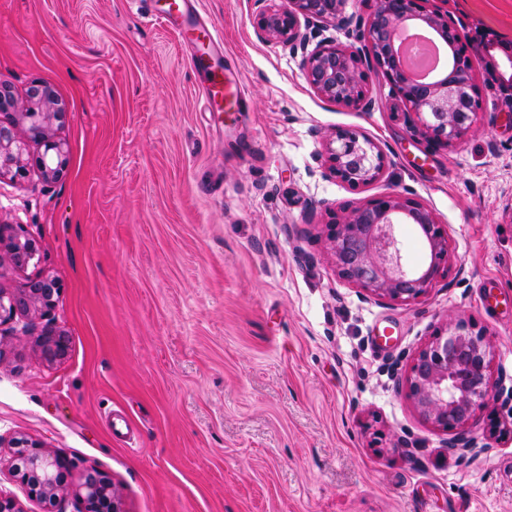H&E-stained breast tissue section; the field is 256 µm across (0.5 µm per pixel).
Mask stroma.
I'll use <instances>...</instances> for the list:
<instances>
[{"label": "stroma", "instance_id": "stroma-1", "mask_svg": "<svg viewBox=\"0 0 512 512\" xmlns=\"http://www.w3.org/2000/svg\"><path fill=\"white\" fill-rule=\"evenodd\" d=\"M245 109L212 125L176 37L138 0H0V125L27 139L32 85L63 107L66 175L0 178V220L39 247L0 265V290L60 291L33 321L68 339L51 362L0 327V493L21 512H81L29 496L12 438L104 475L122 512H512V0H446L470 35L480 108L444 148L413 136L383 77L370 110L311 89L301 50L260 40L264 0H200ZM499 67L488 73L486 61ZM354 129L389 166L357 187L328 175L323 137ZM397 194L448 239V270L411 302L342 279L334 216ZM464 320L490 342L495 386L459 458L407 395L413 357Z\"/></svg>", "mask_w": 512, "mask_h": 512}]
</instances>
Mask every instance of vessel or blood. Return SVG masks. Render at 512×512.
Segmentation results:
<instances>
[{
  "label": "vessel or blood",
  "instance_id": "vessel-or-blood-1",
  "mask_svg": "<svg viewBox=\"0 0 512 512\" xmlns=\"http://www.w3.org/2000/svg\"><path fill=\"white\" fill-rule=\"evenodd\" d=\"M144 14L172 31L187 50L189 68L201 78L205 111L210 117L243 111V87L239 81L225 78L222 39L214 25L202 19L198 0H144Z\"/></svg>",
  "mask_w": 512,
  "mask_h": 512
}]
</instances>
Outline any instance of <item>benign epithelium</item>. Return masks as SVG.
Masks as SVG:
<instances>
[{"label": "benign epithelium", "mask_w": 512, "mask_h": 512, "mask_svg": "<svg viewBox=\"0 0 512 512\" xmlns=\"http://www.w3.org/2000/svg\"><path fill=\"white\" fill-rule=\"evenodd\" d=\"M429 0H377V8L366 27L344 12L343 0H284L258 18L256 33L262 40L292 45L300 26H333L346 29L365 42V51H355L333 41L320 42L304 55L307 83L322 99L366 110L365 87L371 74H382L402 112L420 136L435 144L452 147L472 129L479 109V88L471 71L470 55L488 41L462 38L448 14L429 9ZM421 23L445 40L452 64L443 77L429 82L408 78L399 67L393 45L406 27ZM27 118L31 139L44 146L36 166L48 181L61 178L68 164L66 143L50 133L53 119L62 108L53 96L35 85L29 93ZM388 156L373 140L352 130L338 129L325 139V164L329 175L351 185L378 180ZM28 145L10 129L0 126V176L23 178L28 168ZM402 221L415 224L429 250V262L409 269L403 262L394 226ZM328 241L338 275L380 301H412L424 295L448 267V239L440 231L433 213L419 203L395 195L383 196L349 210L328 224ZM0 247L7 260L22 268L38 252L22 225H0ZM59 284L49 278L30 280L15 293L0 290V326L17 319L44 317L54 306ZM44 356L64 358L68 344L64 334L48 330L37 338ZM490 358L485 334L459 321L446 335L436 337L418 352L406 378L409 397L421 416L443 431L458 430L448 447L461 455L478 447V441L463 427L475 416L479 402L489 397ZM14 454L25 461L16 469L30 494L54 501L63 493L61 472L84 489L82 512H105L102 501L109 481L98 473H76L66 457L46 451L23 439L13 442Z\"/></svg>", "instance_id": "1"}]
</instances>
